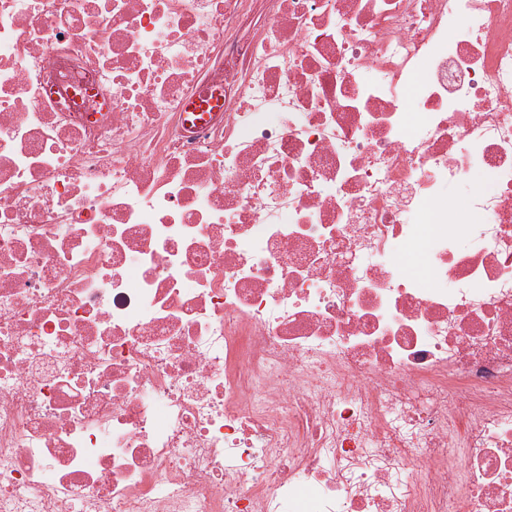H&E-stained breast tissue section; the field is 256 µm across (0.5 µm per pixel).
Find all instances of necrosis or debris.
I'll return each instance as SVG.
<instances>
[{"instance_id": "1", "label": "necrosis or debris", "mask_w": 512, "mask_h": 512, "mask_svg": "<svg viewBox=\"0 0 512 512\" xmlns=\"http://www.w3.org/2000/svg\"><path fill=\"white\" fill-rule=\"evenodd\" d=\"M0 512H512V0H0Z\"/></svg>"}]
</instances>
